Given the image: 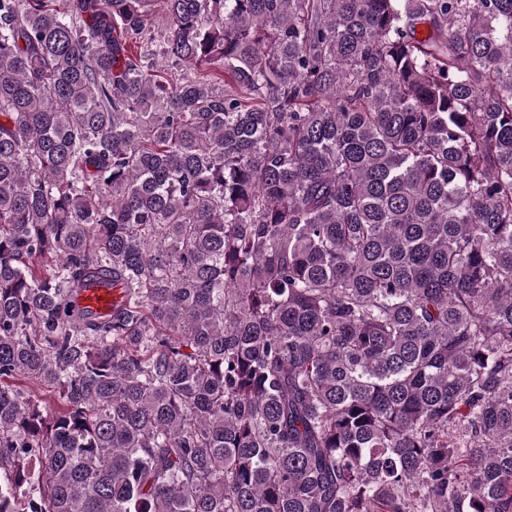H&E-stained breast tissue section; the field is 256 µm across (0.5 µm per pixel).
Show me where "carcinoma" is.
I'll use <instances>...</instances> for the list:
<instances>
[{
    "mask_svg": "<svg viewBox=\"0 0 512 512\" xmlns=\"http://www.w3.org/2000/svg\"><path fill=\"white\" fill-rule=\"evenodd\" d=\"M154 2L0 0V504L512 512V0ZM122 298L119 288L96 286L82 291L76 298L77 305L94 314H106L112 310V304Z\"/></svg>",
    "mask_w": 512,
    "mask_h": 512,
    "instance_id": "1",
    "label": "carcinoma"
}]
</instances>
